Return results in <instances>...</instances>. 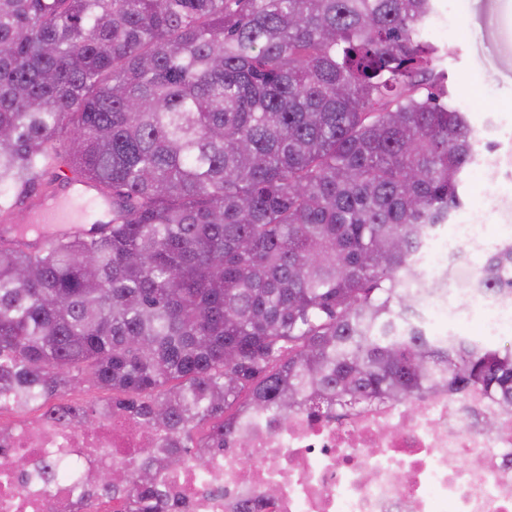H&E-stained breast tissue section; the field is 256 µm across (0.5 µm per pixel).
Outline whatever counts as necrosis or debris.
Returning <instances> with one entry per match:
<instances>
[{
  "label": "necrosis or debris",
  "mask_w": 512,
  "mask_h": 512,
  "mask_svg": "<svg viewBox=\"0 0 512 512\" xmlns=\"http://www.w3.org/2000/svg\"><path fill=\"white\" fill-rule=\"evenodd\" d=\"M490 245L474 224L430 240L421 276ZM496 415L498 427L482 421ZM157 442L124 412L97 427L51 423L29 410L0 428V512H83L70 480L45 485L32 463L71 448L106 468L136 465ZM171 512H512V410L493 398L426 393L416 407L395 401L307 410L289 420L240 413L206 467L164 474Z\"/></svg>",
  "instance_id": "necrosis-or-debris-1"
}]
</instances>
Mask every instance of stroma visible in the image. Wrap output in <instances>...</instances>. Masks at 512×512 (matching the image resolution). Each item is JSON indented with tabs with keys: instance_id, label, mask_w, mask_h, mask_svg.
Here are the masks:
<instances>
[{
	"instance_id": "stroma-1",
	"label": "stroma",
	"mask_w": 512,
	"mask_h": 512,
	"mask_svg": "<svg viewBox=\"0 0 512 512\" xmlns=\"http://www.w3.org/2000/svg\"><path fill=\"white\" fill-rule=\"evenodd\" d=\"M425 37L439 46L455 105L467 112L496 166L467 171L464 205L450 221L476 219L493 239L512 234V0H440Z\"/></svg>"
}]
</instances>
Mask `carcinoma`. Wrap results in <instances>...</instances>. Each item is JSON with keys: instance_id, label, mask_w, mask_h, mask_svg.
<instances>
[{"instance_id": "1", "label": "carcinoma", "mask_w": 512, "mask_h": 512, "mask_svg": "<svg viewBox=\"0 0 512 512\" xmlns=\"http://www.w3.org/2000/svg\"><path fill=\"white\" fill-rule=\"evenodd\" d=\"M439 0H0V185L57 163L112 194L95 237L0 240V400L91 427L100 403L159 457L80 499L165 512L162 469L204 465L242 409L512 407V351L426 329L415 264L478 162L423 38ZM512 302V239L481 266Z\"/></svg>"}]
</instances>
